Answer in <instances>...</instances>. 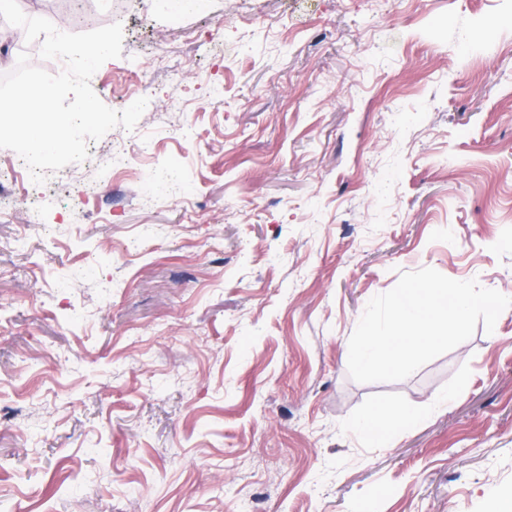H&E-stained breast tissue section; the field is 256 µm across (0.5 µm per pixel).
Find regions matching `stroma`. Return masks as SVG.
<instances>
[{
    "label": "stroma",
    "mask_w": 512,
    "mask_h": 512,
    "mask_svg": "<svg viewBox=\"0 0 512 512\" xmlns=\"http://www.w3.org/2000/svg\"><path fill=\"white\" fill-rule=\"evenodd\" d=\"M87 7L123 27L93 90L151 105L43 184L0 178V512L512 497V309L403 380L348 373L401 273L512 294V0ZM119 145L146 177L178 159L186 197L105 179ZM400 406L420 420L385 444L348 429Z\"/></svg>",
    "instance_id": "1"
}]
</instances>
